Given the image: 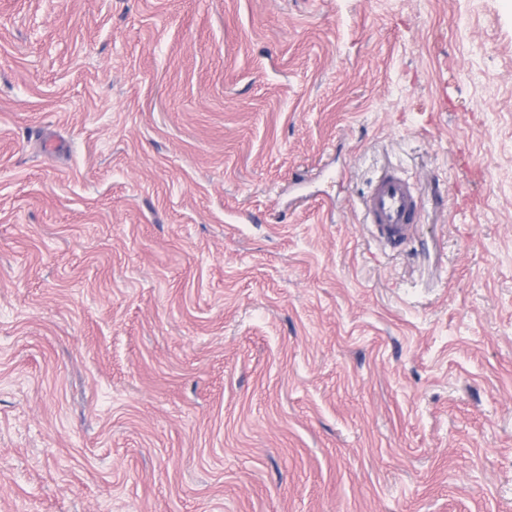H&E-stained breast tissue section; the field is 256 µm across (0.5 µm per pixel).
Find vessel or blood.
<instances>
[{"mask_svg": "<svg viewBox=\"0 0 512 512\" xmlns=\"http://www.w3.org/2000/svg\"><path fill=\"white\" fill-rule=\"evenodd\" d=\"M368 223L374 224L388 243H403L410 233L418 209L412 185L393 173L382 175L364 202Z\"/></svg>", "mask_w": 512, "mask_h": 512, "instance_id": "b4317fda", "label": "vessel or blood"}]
</instances>
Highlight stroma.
<instances>
[{
  "label": "stroma",
  "instance_id": "1",
  "mask_svg": "<svg viewBox=\"0 0 512 512\" xmlns=\"http://www.w3.org/2000/svg\"><path fill=\"white\" fill-rule=\"evenodd\" d=\"M0 512H512V0H0ZM366 224H374L379 235L400 245L410 233L418 209L412 185L394 173H385L365 199Z\"/></svg>",
  "mask_w": 512,
  "mask_h": 512
}]
</instances>
